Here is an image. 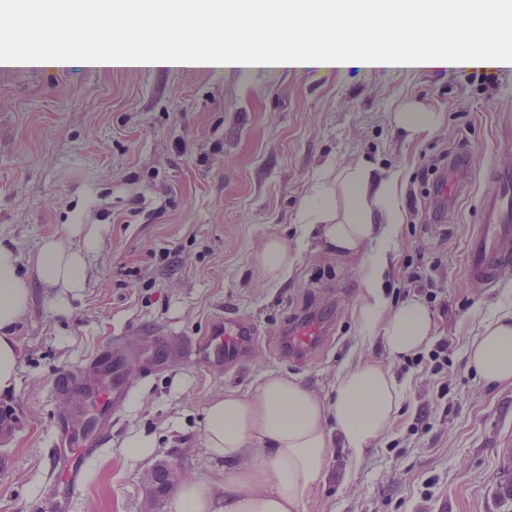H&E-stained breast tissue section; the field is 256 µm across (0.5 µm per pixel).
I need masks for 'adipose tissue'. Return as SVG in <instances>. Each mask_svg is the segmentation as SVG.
Wrapping results in <instances>:
<instances>
[{"instance_id":"obj_1","label":"adipose tissue","mask_w":512,"mask_h":512,"mask_svg":"<svg viewBox=\"0 0 512 512\" xmlns=\"http://www.w3.org/2000/svg\"><path fill=\"white\" fill-rule=\"evenodd\" d=\"M72 29L86 32L94 16L120 8L129 27L150 20L155 9L176 17L177 35L165 49L135 50L142 69L240 70L352 66L368 69L508 67L512 65V0H60ZM237 29L268 25L283 15L288 26L278 48L242 45L213 51L223 37L226 15ZM349 40L335 47L330 36L340 20ZM413 32L411 47H400L401 27ZM21 67L51 72L97 68L95 58L76 44L61 49L15 51ZM401 175L380 178L360 163L328 172L317 194L304 202L300 222L328 251L364 256L366 299L358 311L364 338L379 340L390 357L402 358L427 346L434 318L419 298L396 306L382 295L386 253L366 254L373 241L388 243L399 234ZM92 224L64 225L44 241L29 261L0 244V395L12 392L20 360L14 330L27 314L32 283L63 303L81 288L87 262L97 247ZM298 250L269 238L256 255L264 278L291 273ZM469 368L486 384H512V312L482 325L467 352ZM407 386L376 362H359L336 379L328 398L315 396L296 379L268 374L252 388L225 390L203 415L206 450L223 463L209 485L184 484L172 512H305L314 486L328 469L334 444L359 462L394 427Z\"/></svg>"}]
</instances>
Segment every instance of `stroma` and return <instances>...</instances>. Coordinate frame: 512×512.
<instances>
[{
  "label": "stroma",
  "mask_w": 512,
  "mask_h": 512,
  "mask_svg": "<svg viewBox=\"0 0 512 512\" xmlns=\"http://www.w3.org/2000/svg\"><path fill=\"white\" fill-rule=\"evenodd\" d=\"M420 106L444 121L410 143L393 115ZM444 150L468 153L466 187L442 223L424 224L410 192L424 162ZM361 161L402 173L404 221L383 292L390 304L417 297L431 308L435 337L448 342L443 373L388 361L362 337L360 259L303 236L300 210L324 171ZM493 165L512 167V69L495 70L489 83L463 69L0 68V242L29 259L79 211L99 236L66 308L34 287L15 331L17 383L0 397L12 420L0 435V512H30L52 489L55 420L81 404L76 389L58 384L65 370L114 338L133 352L153 332L199 334L226 313L255 323L249 359L217 370L176 352L149 375L130 363L132 394L72 512H172L174 492L152 494L150 471L169 465L207 484L222 470L205 446L207 401L268 373L324 398L349 365L367 360L407 381L402 414L358 464L332 448L306 512H512V385L486 387L466 363L481 320L512 308V272L492 286L463 274ZM275 235L300 259L289 276L267 280L254 256ZM415 269L422 279L408 284ZM311 310L333 316V337L305 362L281 358L282 328ZM138 432L157 438L153 454L125 448Z\"/></svg>",
  "instance_id": "obj_1"
}]
</instances>
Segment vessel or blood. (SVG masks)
Here are the masks:
<instances>
[{"label":"vessel or blood","instance_id":"vessel-or-blood-1","mask_svg":"<svg viewBox=\"0 0 512 512\" xmlns=\"http://www.w3.org/2000/svg\"><path fill=\"white\" fill-rule=\"evenodd\" d=\"M100 37L88 49L97 58L107 59L132 41L163 33L160 25L134 29L99 21ZM68 34L66 25L49 26L39 18L0 32L4 42H25L41 38L50 31ZM512 266V170H495L480 200L478 222L467 241L464 272L468 279L489 284ZM331 333L330 323L311 313L295 321L287 332L284 348L289 354L305 356L321 350ZM252 320L227 314L217 318L208 330L192 337L195 360L206 366L241 365L257 342ZM121 353L105 352L72 372L64 374L62 384L81 388L86 395L82 421L61 416L55 422L56 436L52 458L57 479L47 501L33 504V512H71L74 498L83 490L87 462L112 438V420L124 408L131 387L122 368Z\"/></svg>","mask_w":512,"mask_h":512}]
</instances>
